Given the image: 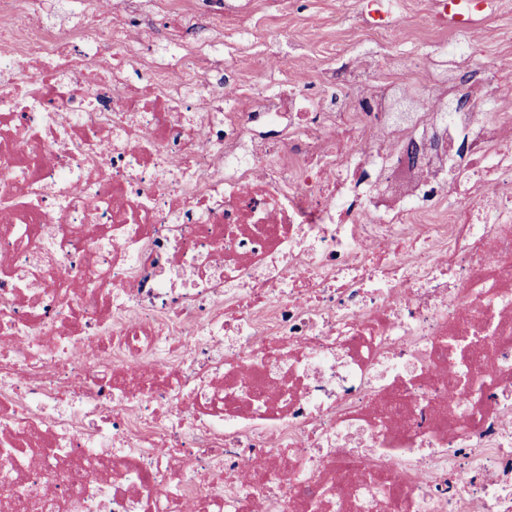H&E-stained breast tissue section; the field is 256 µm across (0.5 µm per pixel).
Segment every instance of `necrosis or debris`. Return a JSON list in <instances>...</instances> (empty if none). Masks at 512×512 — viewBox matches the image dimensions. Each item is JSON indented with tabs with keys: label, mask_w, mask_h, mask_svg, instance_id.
<instances>
[{
	"label": "necrosis or debris",
	"mask_w": 512,
	"mask_h": 512,
	"mask_svg": "<svg viewBox=\"0 0 512 512\" xmlns=\"http://www.w3.org/2000/svg\"><path fill=\"white\" fill-rule=\"evenodd\" d=\"M156 5L90 31L0 0L28 17L0 48V448L31 512H512V109L459 87L467 27L428 81L368 59L242 111L218 60L129 80Z\"/></svg>",
	"instance_id": "obj_1"
}]
</instances>
